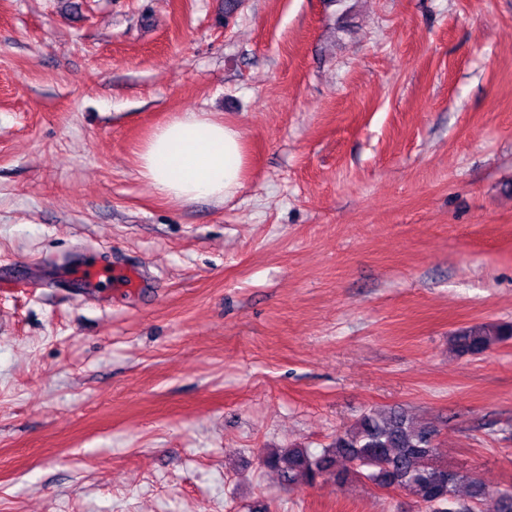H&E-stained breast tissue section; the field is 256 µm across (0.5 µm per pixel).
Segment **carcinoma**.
Listing matches in <instances>:
<instances>
[{"instance_id": "obj_1", "label": "carcinoma", "mask_w": 512, "mask_h": 512, "mask_svg": "<svg viewBox=\"0 0 512 512\" xmlns=\"http://www.w3.org/2000/svg\"><path fill=\"white\" fill-rule=\"evenodd\" d=\"M511 340L512 324L481 323L456 332L451 347L460 356H478ZM436 434L434 427L414 424L401 410L367 412L318 454L280 448L264 454L261 464L290 483L303 477L310 484L326 479L341 484L353 473L380 488L415 496L428 512H479L489 496L495 497L496 512H512V487L493 492L437 464Z\"/></svg>"}]
</instances>
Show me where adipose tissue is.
Segmentation results:
<instances>
[{"label": "adipose tissue", "mask_w": 512, "mask_h": 512, "mask_svg": "<svg viewBox=\"0 0 512 512\" xmlns=\"http://www.w3.org/2000/svg\"><path fill=\"white\" fill-rule=\"evenodd\" d=\"M244 164L239 133L197 112L158 127L139 155L140 174L154 192L182 204L202 197L223 201L241 187Z\"/></svg>", "instance_id": "adipose-tissue-1"}]
</instances>
